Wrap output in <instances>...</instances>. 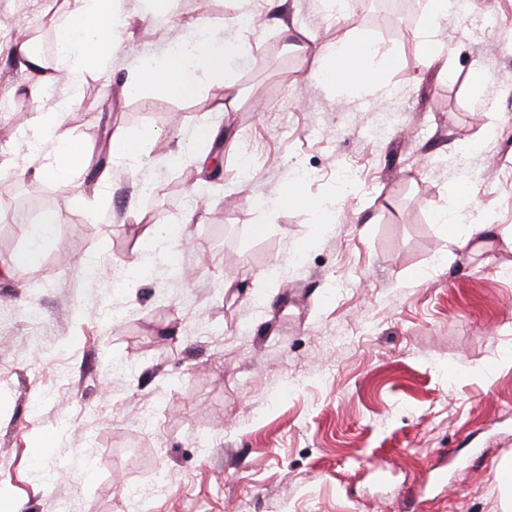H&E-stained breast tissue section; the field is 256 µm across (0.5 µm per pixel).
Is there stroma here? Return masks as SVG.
<instances>
[{"instance_id": "stroma-1", "label": "stroma", "mask_w": 512, "mask_h": 512, "mask_svg": "<svg viewBox=\"0 0 512 512\" xmlns=\"http://www.w3.org/2000/svg\"><path fill=\"white\" fill-rule=\"evenodd\" d=\"M426 2L393 31L363 8L344 19L284 0L281 23L249 32L232 23L239 0L204 12L183 0L144 24L125 0L138 53L202 21L241 41L227 68L238 97L221 106L219 81L187 99L117 95L123 57L110 79L86 75L66 116L74 140L97 155L117 129L159 143L143 176L112 163L104 181H44L71 203L58 242L0 281V512L64 499L122 512L128 486L145 490L144 512H502L512 493L491 466L512 464V0H467L440 20L439 66L419 76ZM69 10L0 0V17L51 40ZM358 33L393 60L383 98L313 74L310 43ZM30 119L0 120V206L26 179ZM203 125L230 133L216 179L165 157ZM295 168L309 195L340 198L324 234L309 211L273 203ZM174 177L176 194L141 190ZM461 205L494 230L450 257L438 216ZM181 224L190 247L129 287L147 231ZM88 258L102 261L93 279ZM32 332L45 351L23 345ZM371 463L392 469L390 486Z\"/></svg>"}]
</instances>
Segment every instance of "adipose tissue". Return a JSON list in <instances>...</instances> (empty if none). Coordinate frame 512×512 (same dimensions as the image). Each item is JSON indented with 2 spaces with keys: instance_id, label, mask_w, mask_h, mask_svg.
<instances>
[{
  "instance_id": "1",
  "label": "adipose tissue",
  "mask_w": 512,
  "mask_h": 512,
  "mask_svg": "<svg viewBox=\"0 0 512 512\" xmlns=\"http://www.w3.org/2000/svg\"><path fill=\"white\" fill-rule=\"evenodd\" d=\"M126 23L123 0H72L68 20L58 33L59 52L55 58L56 68L68 72L70 86L61 109L36 113L31 120L29 167L34 178L62 180L87 167L88 150L63 130L62 116L65 110L76 105L80 81L85 74L109 76L113 59L126 48L117 33ZM0 47L29 74V97L40 100L46 91L45 61L27 41H10ZM238 53L236 40L208 32L190 51L182 52L170 46L158 55L139 56L122 84V92L134 96L145 89L157 88L174 99L194 96L205 80L223 76L227 62ZM315 56L318 63L315 74L328 86L363 90L376 96L388 91L381 65L376 61L377 52L362 35L334 46L320 47ZM156 139L153 133L115 131L110 141L112 158L130 169H140L145 164L146 144ZM278 202L287 208L299 206L312 211L321 229H329L336 222L335 203L308 196L302 180L294 178L284 182ZM56 223L55 214L42 215L28 235L25 251L15 258L13 265L0 266V277L12 276L32 257L55 244Z\"/></svg>"
}]
</instances>
